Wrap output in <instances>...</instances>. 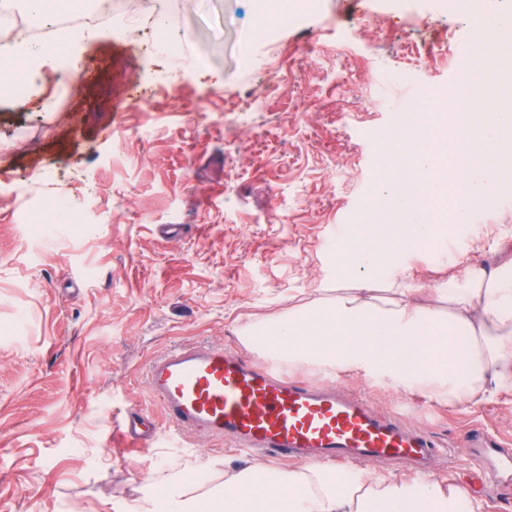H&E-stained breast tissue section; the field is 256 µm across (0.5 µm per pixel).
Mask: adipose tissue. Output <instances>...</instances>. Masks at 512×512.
<instances>
[{"mask_svg": "<svg viewBox=\"0 0 512 512\" xmlns=\"http://www.w3.org/2000/svg\"><path fill=\"white\" fill-rule=\"evenodd\" d=\"M65 51L1 33L0 84ZM458 101L448 94L446 111L420 112L406 123L399 145L404 174L375 185L376 197L400 217L352 225L336 253L335 300L253 327L247 347L291 364L354 370L453 406L512 391V261L491 270L468 266L465 278L444 282L438 306L416 301L410 288L381 298L370 286L381 267L405 275L402 251L426 244L443 225L464 223L493 194L498 171L512 168V140L502 134L512 113L479 123L463 118ZM212 498L224 512H483L482 500L461 484L325 463L228 466Z\"/></svg>", "mask_w": 512, "mask_h": 512, "instance_id": "obj_1", "label": "adipose tissue"}]
</instances>
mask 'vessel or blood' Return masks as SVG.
<instances>
[{
  "instance_id": "vessel-or-blood-1",
  "label": "vessel or blood",
  "mask_w": 512,
  "mask_h": 512,
  "mask_svg": "<svg viewBox=\"0 0 512 512\" xmlns=\"http://www.w3.org/2000/svg\"><path fill=\"white\" fill-rule=\"evenodd\" d=\"M147 387L164 409L170 437L188 431L220 438L264 459L319 458L338 467L403 461L424 469L448 451L408 423L410 404L382 413L359 394L294 378L281 362L256 364L217 346L184 345L158 357L147 371ZM120 431L137 445L158 433L156 425L132 416ZM480 448L499 450L492 477L511 495L512 443L476 429L453 450L466 457Z\"/></svg>"
}]
</instances>
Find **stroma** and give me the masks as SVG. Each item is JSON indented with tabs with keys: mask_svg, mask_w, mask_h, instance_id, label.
I'll return each mask as SVG.
<instances>
[{
	"mask_svg": "<svg viewBox=\"0 0 512 512\" xmlns=\"http://www.w3.org/2000/svg\"><path fill=\"white\" fill-rule=\"evenodd\" d=\"M286 3L113 0L124 24L82 44L68 92L43 68L25 97L0 96V512H144L170 486L202 497L225 463H247L189 434L131 450L116 426L138 414L166 428L153 359L208 343L258 360L249 326L329 298L327 242L384 210L374 184L402 169L385 145L452 87L469 33L433 0H313L254 37ZM161 28L179 64L156 46ZM456 254L487 269L512 257V173L407 257L422 301ZM335 381L385 412L418 403L410 423L442 444L474 427L512 439V394L453 407ZM433 476L512 512L473 461Z\"/></svg>",
	"mask_w": 512,
	"mask_h": 512,
	"instance_id": "1",
	"label": "stroma"
}]
</instances>
